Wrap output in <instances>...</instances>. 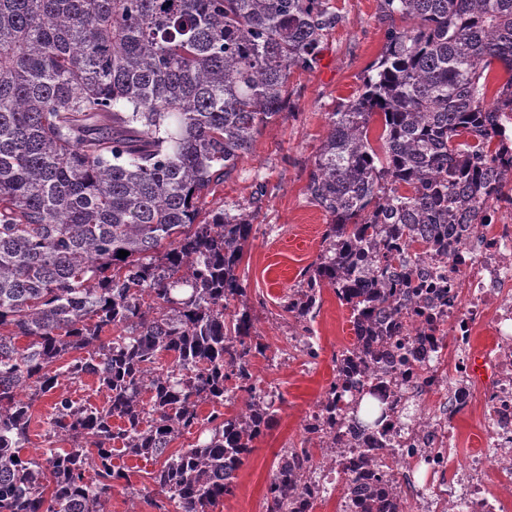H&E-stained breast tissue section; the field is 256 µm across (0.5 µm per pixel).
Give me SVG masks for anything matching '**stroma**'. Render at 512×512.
<instances>
[{"mask_svg":"<svg viewBox=\"0 0 512 512\" xmlns=\"http://www.w3.org/2000/svg\"><path fill=\"white\" fill-rule=\"evenodd\" d=\"M330 3L340 19L329 32L318 68L291 76L288 119L262 129L252 152L210 198L215 207L247 209L253 206L256 188L264 190L253 221L255 237L244 250L239 274L267 346L265 355L254 359L253 370L284 397L277 425L244 459L233 495L215 512H262L278 453L299 445L301 420L335 376L334 355L349 344V314L333 289H323L321 308L311 324L320 347L314 360L292 347V324L280 306L300 273L316 261L329 222L307 193L313 159L327 132V115L356 95L391 25L379 0Z\"/></svg>","mask_w":512,"mask_h":512,"instance_id":"1","label":"stroma"}]
</instances>
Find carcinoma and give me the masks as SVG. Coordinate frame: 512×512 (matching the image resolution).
<instances>
[{"instance_id": "carcinoma-1", "label": "carcinoma", "mask_w": 512, "mask_h": 512, "mask_svg": "<svg viewBox=\"0 0 512 512\" xmlns=\"http://www.w3.org/2000/svg\"><path fill=\"white\" fill-rule=\"evenodd\" d=\"M380 9L382 54L314 156L322 249L282 305L312 359L323 288L349 308L340 377L399 328L407 247L447 250L459 207L507 189L493 163L495 113L512 112V0ZM337 21L329 0H0V512H104L117 488L131 512H214L233 495L284 399L252 370L266 346L238 268L255 212L207 198L287 119L291 75L318 66ZM495 62L508 78L489 101ZM84 376L103 406L59 391ZM45 395L49 447L29 454ZM320 404L335 420L336 381ZM194 428L205 438L170 451ZM310 443L281 451L263 512H314ZM120 457L159 464L153 489L134 488ZM405 508L376 488L359 502Z\"/></svg>"}]
</instances>
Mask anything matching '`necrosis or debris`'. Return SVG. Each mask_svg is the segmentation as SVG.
<instances>
[{
    "label": "necrosis or debris",
    "mask_w": 512,
    "mask_h": 512,
    "mask_svg": "<svg viewBox=\"0 0 512 512\" xmlns=\"http://www.w3.org/2000/svg\"><path fill=\"white\" fill-rule=\"evenodd\" d=\"M476 213L473 234L416 262L400 328L342 396L322 482L370 449L410 512H512V193ZM372 393L388 412L368 428L352 406Z\"/></svg>",
    "instance_id": "obj_1"
}]
</instances>
